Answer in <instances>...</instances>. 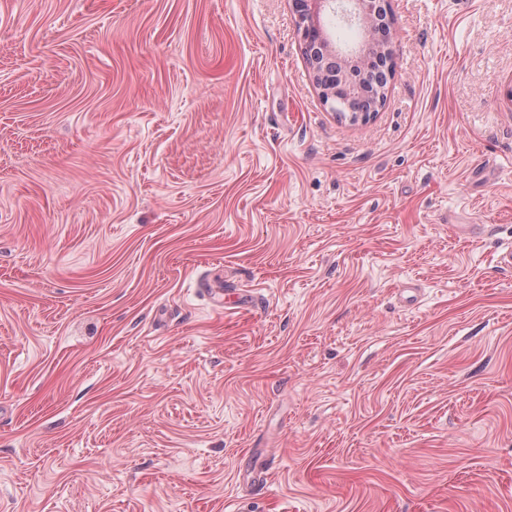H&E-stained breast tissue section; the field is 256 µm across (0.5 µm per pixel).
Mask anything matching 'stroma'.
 Returning a JSON list of instances; mask_svg holds the SVG:
<instances>
[{"mask_svg": "<svg viewBox=\"0 0 512 512\" xmlns=\"http://www.w3.org/2000/svg\"><path fill=\"white\" fill-rule=\"evenodd\" d=\"M389 4L362 126L291 0H0V512H512V0ZM391 62L392 57L383 54L372 60L366 73L354 71L353 73L343 76L338 74V70L336 69V75L335 72H331L332 78L328 79L330 83L336 82V85H338L342 78L351 82L350 84H343L340 87L328 88L323 85L317 67L311 68L312 79L316 88L319 89V95L323 104L328 106L331 111L337 112L342 108V105L348 98L358 93V87L362 96L368 102H375L378 99L380 90L387 86V83L385 84L384 81V76Z\"/></svg>", "mask_w": 512, "mask_h": 512, "instance_id": "stroma-1", "label": "stroma"}]
</instances>
